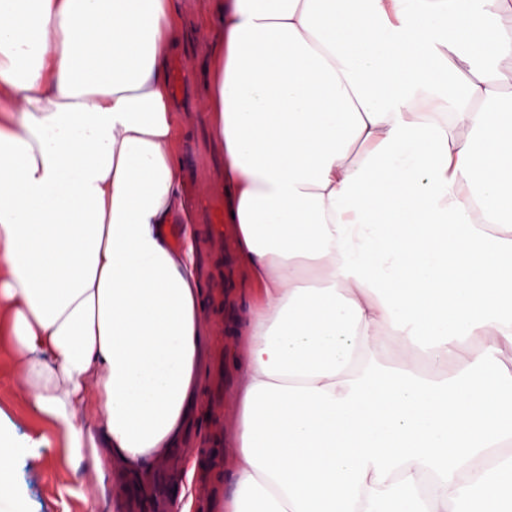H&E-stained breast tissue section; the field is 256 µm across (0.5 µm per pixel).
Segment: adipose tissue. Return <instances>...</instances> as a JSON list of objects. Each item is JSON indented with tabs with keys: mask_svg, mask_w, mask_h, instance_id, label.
Here are the masks:
<instances>
[{
	"mask_svg": "<svg viewBox=\"0 0 512 512\" xmlns=\"http://www.w3.org/2000/svg\"><path fill=\"white\" fill-rule=\"evenodd\" d=\"M210 120L248 290L221 512H460L512 472V0H213ZM177 0H0V335L98 480L148 486L208 345ZM490 418L459 425L448 401ZM200 166L198 141L191 139L185 142L183 149V171L187 179L196 187ZM499 387L510 386L512 380V337H500L496 343L495 356L487 372Z\"/></svg>",
	"mask_w": 512,
	"mask_h": 512,
	"instance_id": "1",
	"label": "adipose tissue"
}]
</instances>
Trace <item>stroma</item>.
<instances>
[{
    "label": "stroma",
    "instance_id": "1",
    "mask_svg": "<svg viewBox=\"0 0 512 512\" xmlns=\"http://www.w3.org/2000/svg\"><path fill=\"white\" fill-rule=\"evenodd\" d=\"M207 0H179L183 21L176 55L186 57L190 64L192 92L200 107L208 100L202 89L201 78L204 53L195 47L198 39L213 42L219 30L202 22ZM198 253L206 267L200 277L207 291V302L202 313L209 333V357L202 384L204 410L198 411L182 443L158 461L153 486L140 489L129 486L127 495L116 498L113 488L120 482L119 474L98 480L89 470H72L68 465L62 442L35 411L26 389L18 386L21 369L14 353L0 340V428L12 431L23 444L32 446L33 456L14 460L17 478L19 512H172L170 500L157 495L155 485L164 479L181 480L185 459L204 455L207 439L224 434V426L234 423L238 415L236 379L226 367L235 337L232 330L243 312L236 298L242 276L237 267L233 241H226L223 255L224 272L216 274L212 265L216 257L206 238H199ZM223 398V408H215V398ZM236 463V451L220 447L210 467L202 470L207 496L200 512H211V507L224 494V476Z\"/></svg>",
    "mask_w": 512,
    "mask_h": 512
}]
</instances>
